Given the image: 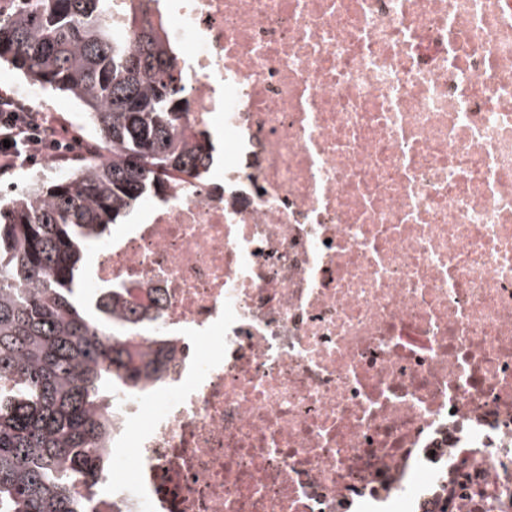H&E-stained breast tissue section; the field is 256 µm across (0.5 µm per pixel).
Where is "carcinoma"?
Masks as SVG:
<instances>
[{
    "mask_svg": "<svg viewBox=\"0 0 512 512\" xmlns=\"http://www.w3.org/2000/svg\"><path fill=\"white\" fill-rule=\"evenodd\" d=\"M0 65L72 98L110 157L0 197V512H109L99 487L112 393L140 391L169 350L145 349L150 315L117 288L83 290L84 251L159 175L202 176L208 134L189 108L162 18L103 19L108 0H13Z\"/></svg>",
    "mask_w": 512,
    "mask_h": 512,
    "instance_id": "carcinoma-1",
    "label": "carcinoma"
}]
</instances>
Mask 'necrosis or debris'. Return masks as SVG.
Returning a JSON list of instances; mask_svg holds the SVG:
<instances>
[{"instance_id":"necrosis-or-debris-1","label":"necrosis or debris","mask_w":512,"mask_h":512,"mask_svg":"<svg viewBox=\"0 0 512 512\" xmlns=\"http://www.w3.org/2000/svg\"><path fill=\"white\" fill-rule=\"evenodd\" d=\"M147 17L219 153L94 269L172 348L112 397L116 512H512V0ZM60 138L34 175L108 157Z\"/></svg>"}]
</instances>
